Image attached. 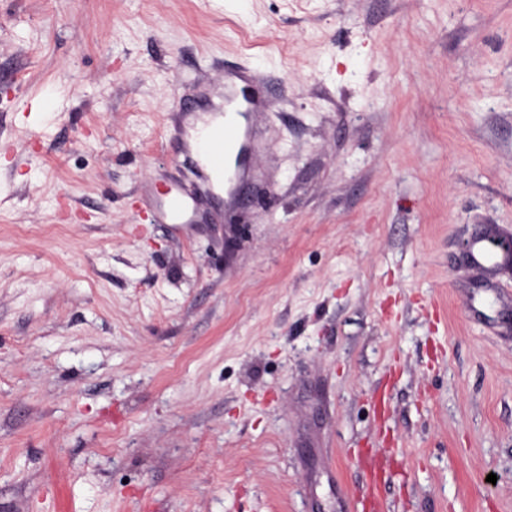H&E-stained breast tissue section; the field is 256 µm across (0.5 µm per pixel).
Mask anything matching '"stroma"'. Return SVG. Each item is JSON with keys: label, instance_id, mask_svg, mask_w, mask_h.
Segmentation results:
<instances>
[{"label": "stroma", "instance_id": "35a3bbf8", "mask_svg": "<svg viewBox=\"0 0 512 512\" xmlns=\"http://www.w3.org/2000/svg\"><path fill=\"white\" fill-rule=\"evenodd\" d=\"M271 82L257 178L169 140ZM512 0H0V512H512ZM496 474V483L486 480ZM197 206V200L186 195L166 196L159 204L152 206V220L157 224H192ZM470 253L476 267H484L492 263L498 255L493 245L484 237H475L470 242Z\"/></svg>", "mask_w": 512, "mask_h": 512}]
</instances>
